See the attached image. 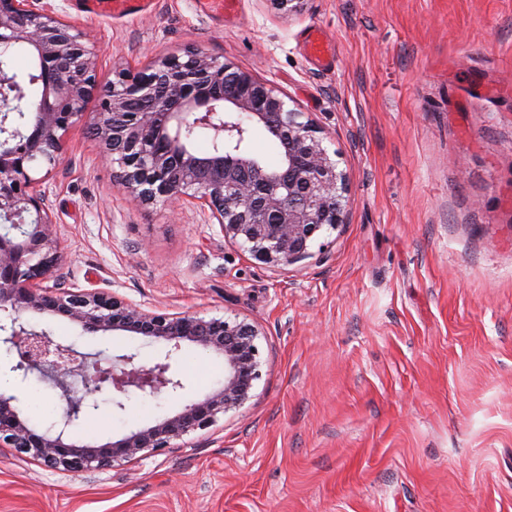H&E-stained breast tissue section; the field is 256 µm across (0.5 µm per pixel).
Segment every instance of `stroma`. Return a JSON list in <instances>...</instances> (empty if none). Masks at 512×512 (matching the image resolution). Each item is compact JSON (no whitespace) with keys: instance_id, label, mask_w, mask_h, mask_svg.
Here are the masks:
<instances>
[{"instance_id":"obj_1","label":"stroma","mask_w":512,"mask_h":512,"mask_svg":"<svg viewBox=\"0 0 512 512\" xmlns=\"http://www.w3.org/2000/svg\"><path fill=\"white\" fill-rule=\"evenodd\" d=\"M150 14L36 8L80 26L101 80L194 46L271 85L346 175L345 224L284 268L252 259L193 205L143 204L82 124L61 164L32 172L63 259L51 284L158 312L256 326L249 400L174 447L75 477L0 448V512H512V0H303L288 15L240 0L234 22L193 0ZM336 50L315 69L302 33ZM28 325L89 360L163 344ZM181 399L108 393L72 428L104 443L224 378L184 347ZM32 423L59 409L51 381H15Z\"/></svg>"}]
</instances>
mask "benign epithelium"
I'll return each mask as SVG.
<instances>
[{
  "mask_svg": "<svg viewBox=\"0 0 512 512\" xmlns=\"http://www.w3.org/2000/svg\"><path fill=\"white\" fill-rule=\"evenodd\" d=\"M18 46L33 54L31 84L41 91L26 130L8 129L9 114L23 111L24 95L0 63V312L8 313V321L0 322V344L16 352L12 371L22 377L49 369L62 382L78 374L84 392L67 398L66 410L47 428L30 421L17 393L0 392V447L79 475L171 448L244 404L262 377L259 333L237 317L150 311L115 294L46 285L62 253L45 195L30 175L32 163L59 164L66 132L84 122L126 192L145 204L197 202L225 239L274 267L305 259L323 230L345 222L346 179L303 113L288 108L253 74L198 48L158 58L135 73L120 72L101 88L95 53L80 27L35 10L32 0H0V60ZM95 94L100 108L88 112ZM190 127L222 149L196 154L183 137ZM256 127L281 144L283 159L274 169L261 166L250 150ZM26 312L65 318L87 333L143 336L167 351L150 365L130 354L113 359L110 368L91 366L49 331L27 328L20 322ZM185 345L223 358L224 381L174 413L105 443L70 436L82 409L98 408L94 395L104 383L121 395H178L185 385L175 363Z\"/></svg>",
  "mask_w": 512,
  "mask_h": 512,
  "instance_id": "1",
  "label": "benign epithelium"
}]
</instances>
